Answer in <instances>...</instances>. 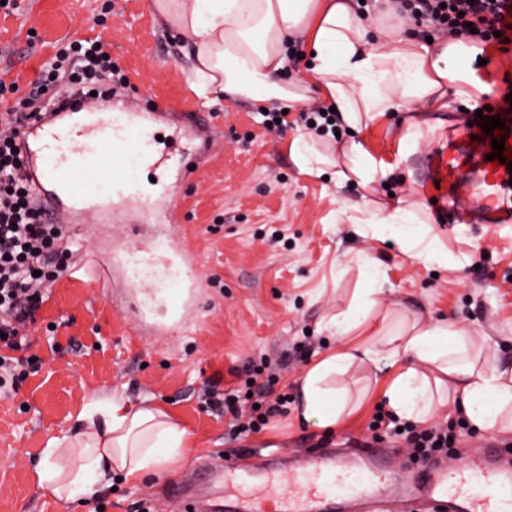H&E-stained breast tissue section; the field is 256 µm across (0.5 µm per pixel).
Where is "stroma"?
Masks as SVG:
<instances>
[{"label":"stroma","instance_id":"1","mask_svg":"<svg viewBox=\"0 0 512 512\" xmlns=\"http://www.w3.org/2000/svg\"><path fill=\"white\" fill-rule=\"evenodd\" d=\"M93 34L127 79V106L154 113L162 135L191 138L197 153L190 164L173 156L160 184L175 195L151 215L134 208L109 224L89 214L52 218L68 225L80 256L108 259L132 239L143 248L167 241L195 262L199 282L176 317L168 301L178 281L169 280L162 292L148 282L133 289L122 263L110 267L107 287L65 274L50 288L35 323L22 331V353L32 359L24 379L0 387V512H90V504H65L40 488L35 465L46 440L73 428L94 396L151 398L188 433L189 448L169 471L99 489L107 512H172L169 486L207 455L233 465L247 448L305 457L370 439L376 399L330 430L295 412L304 372L341 344L323 320L346 309L362 287L355 257L361 250L381 264L388 308L455 322L473 343L490 341L498 360L512 364V224L456 223L447 187L425 181L449 129L468 117L462 103L426 113L422 146L405 157L399 145L407 113H387L356 134L395 166L372 199L408 196L449 254L472 256L469 265L435 269L411 261L398 246L354 233L340 207L360 199L362 187L299 173L287 150L299 113H289L290 128L256 138L254 102L199 94L190 47L151 0H21L14 14H0V103L27 99L56 49ZM486 57L477 70L490 87L482 102L498 107L512 83V43ZM267 362L278 366L271 388L287 397L284 413L260 432L230 434L223 414L207 404L205 388L241 387L249 369ZM396 464L399 474L381 473L350 512H403L411 488L400 475L416 465L403 450Z\"/></svg>","mask_w":512,"mask_h":512}]
</instances>
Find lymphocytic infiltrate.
Returning <instances> with one entry per match:
<instances>
[{
    "mask_svg": "<svg viewBox=\"0 0 512 512\" xmlns=\"http://www.w3.org/2000/svg\"><path fill=\"white\" fill-rule=\"evenodd\" d=\"M392 4L429 36L440 33L489 47L512 41V0H392ZM114 75L101 38L86 37L57 51L43 68L32 96L40 98L49 86L64 79L72 88L73 101L78 102L91 92H103ZM59 104L54 96L31 112H10L0 130V341L13 349L21 345L20 328L34 321L44 303L45 287L68 268L71 258L65 226L52 222L33 204L34 190L25 179L17 147L20 128L42 110ZM213 404L228 416L230 431L242 434L261 431L269 416L283 412L286 400L277 397L258 415L248 413L245 398L233 390L225 391ZM456 434L455 427L433 423L404 426L399 437L411 457L426 459L452 449Z\"/></svg>",
    "mask_w": 512,
    "mask_h": 512,
    "instance_id": "f902f5d3",
    "label": "lymphocytic infiltrate"
}]
</instances>
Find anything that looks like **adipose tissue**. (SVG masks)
I'll return each mask as SVG.
<instances>
[{"mask_svg":"<svg viewBox=\"0 0 512 512\" xmlns=\"http://www.w3.org/2000/svg\"><path fill=\"white\" fill-rule=\"evenodd\" d=\"M156 12L192 46L199 89L219 91L267 105L307 109L317 101L334 107L351 128L362 129L389 112H438L459 101L473 107L488 92L472 69L479 43L464 39L411 37L410 22L390 0H376L362 16L352 0H153ZM307 54L306 75L288 84L281 74L289 45ZM288 152L298 170L337 183L370 187L393 171L357 140H336L299 129ZM361 236L391 232L400 250L424 265L448 263L438 237L413 232L420 218L405 199L348 203ZM368 288L357 289L348 307L326 327L338 350L321 357L298 384L299 416L335 425L358 412L361 400L328 387V379L354 364H372L377 396L398 417L425 422L435 405L464 413L475 427H512V365L469 348L454 325L420 315L394 323L376 286L383 271L359 255ZM186 431L163 407L120 395L91 398L74 430L46 441L36 468L41 488L65 503L93 495L113 474L137 480L168 469L185 454Z\"/></svg>","mask_w":512,"mask_h":512,"instance_id":"1","label":"adipose tissue"}]
</instances>
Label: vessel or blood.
Returning a JSON list of instances; mask_svg holds the SVG:
<instances>
[{
    "instance_id": "obj_1",
    "label": "vessel or blood",
    "mask_w": 512,
    "mask_h": 512,
    "mask_svg": "<svg viewBox=\"0 0 512 512\" xmlns=\"http://www.w3.org/2000/svg\"><path fill=\"white\" fill-rule=\"evenodd\" d=\"M76 108L48 114L42 121L22 129L19 137L25 171L34 182L35 199L47 209H94L112 213L130 196L128 171L131 164L164 170L169 156L151 147L148 127L135 112L87 113L77 119ZM492 135L465 126L463 134L449 144L447 160L438 162L430 175L447 181L449 190L467 187L472 197L469 213L459 221H481L488 225L512 224V208L501 205L506 190L512 189V148L497 170H490L488 154L493 151ZM106 178L112 196L99 202L84 178ZM212 480L256 479V491L275 493L283 512H330L338 498L359 494L363 476L342 467L335 453L318 451L304 459L294 472L266 461L262 468L238 465L209 466ZM416 497L432 512H512V469L494 462L475 465L469 453H462L454 466L435 465L418 471Z\"/></svg>"
}]
</instances>
